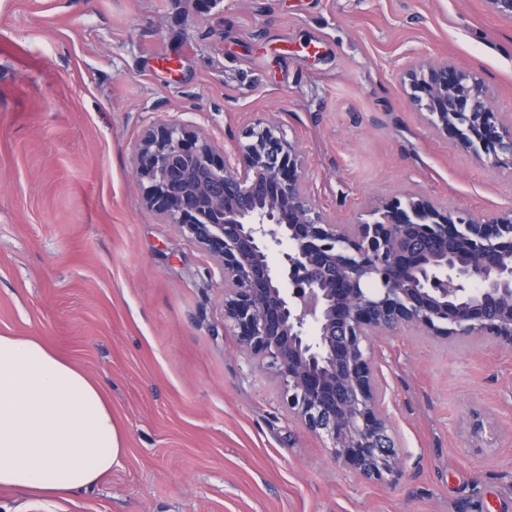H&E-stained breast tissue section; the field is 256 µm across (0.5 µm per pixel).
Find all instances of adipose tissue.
<instances>
[{
	"label": "adipose tissue",
	"mask_w": 512,
	"mask_h": 512,
	"mask_svg": "<svg viewBox=\"0 0 512 512\" xmlns=\"http://www.w3.org/2000/svg\"><path fill=\"white\" fill-rule=\"evenodd\" d=\"M102 389L39 337L0 335V488L63 498L119 462Z\"/></svg>",
	"instance_id": "ef3b65f1"
}]
</instances>
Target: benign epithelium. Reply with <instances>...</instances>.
I'll return each instance as SVG.
<instances>
[{
	"instance_id": "1",
	"label": "benign epithelium",
	"mask_w": 512,
	"mask_h": 512,
	"mask_svg": "<svg viewBox=\"0 0 512 512\" xmlns=\"http://www.w3.org/2000/svg\"><path fill=\"white\" fill-rule=\"evenodd\" d=\"M411 98L453 144L512 167V124L473 72L446 58L407 73ZM306 158L270 120L220 158L179 121L140 139L146 208L205 250L224 282V324L272 370L288 410L332 459L396 481L404 458L382 409L373 339L403 325L512 348V212L487 220L426 196L392 197L347 232L315 204Z\"/></svg>"
}]
</instances>
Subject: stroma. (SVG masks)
Listing matches in <instances>:
<instances>
[{
    "label": "stroma",
    "instance_id": "stroma-1",
    "mask_svg": "<svg viewBox=\"0 0 512 512\" xmlns=\"http://www.w3.org/2000/svg\"><path fill=\"white\" fill-rule=\"evenodd\" d=\"M476 72L512 123V22L488 0H0V334L97 383L124 451L100 483L0 512H512V350L401 326L373 344L402 478L334 463L224 327L210 256L148 211L151 124L231 154L279 122L337 223L415 193L512 210V174L457 149L404 71Z\"/></svg>",
    "mask_w": 512,
    "mask_h": 512
}]
</instances>
